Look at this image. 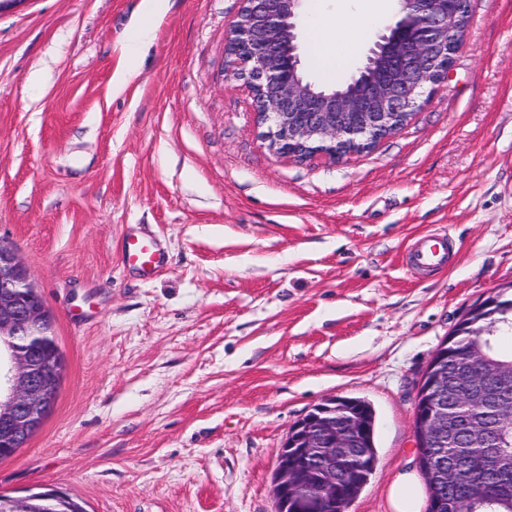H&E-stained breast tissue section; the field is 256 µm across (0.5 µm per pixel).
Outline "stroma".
<instances>
[{
	"mask_svg": "<svg viewBox=\"0 0 512 512\" xmlns=\"http://www.w3.org/2000/svg\"><path fill=\"white\" fill-rule=\"evenodd\" d=\"M447 81L346 161L263 145L225 71L241 0H12L0 9V243L54 318L51 414L0 459V495L54 488L86 512H278L276 459L332 397L376 414L378 465L348 512H390L416 457L418 383L468 311L512 294V0H470ZM304 0L305 78L358 75L394 18ZM337 30L329 72L317 26ZM150 32L127 86L116 69ZM152 229L167 269L122 264ZM447 232L446 268L405 254Z\"/></svg>",
	"mask_w": 512,
	"mask_h": 512,
	"instance_id": "1",
	"label": "stroma"
}]
</instances>
